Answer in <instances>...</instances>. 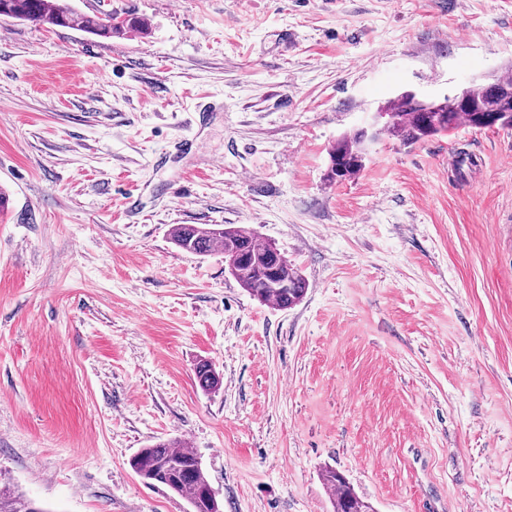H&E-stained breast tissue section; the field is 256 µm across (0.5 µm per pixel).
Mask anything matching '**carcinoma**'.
Returning <instances> with one entry per match:
<instances>
[{
    "instance_id": "1",
    "label": "carcinoma",
    "mask_w": 512,
    "mask_h": 512,
    "mask_svg": "<svg viewBox=\"0 0 512 512\" xmlns=\"http://www.w3.org/2000/svg\"><path fill=\"white\" fill-rule=\"evenodd\" d=\"M0 16L78 28L90 34L110 37L135 29L142 23L133 18L121 19L102 12L85 16L59 0H0ZM512 90V74L504 73L488 85L465 89V100L452 93L443 98L444 121L435 125L431 112L416 109L410 100L400 96L385 107L390 117L385 131L403 144H414L425 138L446 134L460 125L473 128L512 127V116L499 112L500 92ZM364 142L355 131L341 137L329 151L330 167L326 181L351 180L365 167ZM171 240L179 248L194 254L236 252L228 265L229 273L252 296L263 303H274L288 309L299 303L306 293V281L294 265L288 263L275 245L262 241L242 227L222 224H178L171 230ZM199 387L212 391L221 383L219 372L207 360H199L195 371ZM134 472L148 484H160L187 501L190 512H223L202 462L195 452L184 448L177 439L160 440L141 449L131 459ZM323 484L330 493L333 512H375L374 506L360 497L343 475L325 469ZM0 512H48L30 499L0 484Z\"/></svg>"
}]
</instances>
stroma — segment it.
<instances>
[{
  "label": "stroma",
  "instance_id": "stroma-1",
  "mask_svg": "<svg viewBox=\"0 0 512 512\" xmlns=\"http://www.w3.org/2000/svg\"><path fill=\"white\" fill-rule=\"evenodd\" d=\"M67 2L145 28L0 16V482L189 512L129 465L176 438L224 512H332L326 467L377 512H512V128L325 179L401 92L512 69V0ZM177 224L274 243L306 295L260 303ZM383 119H385V114L381 110H377L373 113L370 122L366 126L359 128V132L356 130L336 141L329 151L331 167H329L326 174V181L336 183L351 180L363 171L365 167V159L363 157L365 146L363 140L365 141L366 153L368 154L371 146L383 134V125L379 127L383 123ZM195 375L199 387L206 392L216 390L221 383L219 372L208 360H199Z\"/></svg>",
  "mask_w": 512,
  "mask_h": 512
}]
</instances>
